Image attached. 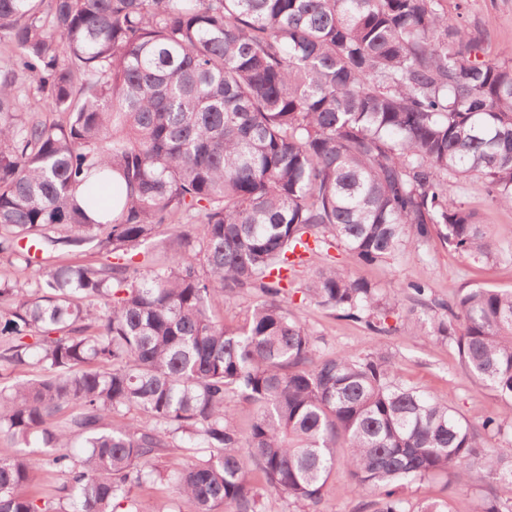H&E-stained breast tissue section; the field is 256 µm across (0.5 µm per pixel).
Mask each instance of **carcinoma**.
Masks as SVG:
<instances>
[{
  "instance_id": "obj_1",
  "label": "carcinoma",
  "mask_w": 512,
  "mask_h": 512,
  "mask_svg": "<svg viewBox=\"0 0 512 512\" xmlns=\"http://www.w3.org/2000/svg\"><path fill=\"white\" fill-rule=\"evenodd\" d=\"M0 45V259L37 269L0 275V434L21 448L0 457V512H172L137 498L156 480L197 512H261L251 464L309 506L341 460L373 512H451L404 489L450 468L465 488L474 462L512 484V444L397 383L381 350L315 359L288 310L326 246L346 263L306 299L382 333L393 297L350 267L434 233L499 252L451 198L476 178L512 208V58L484 56L481 30L442 0H0ZM163 227L165 260L137 261ZM253 291L243 324L216 320ZM440 309L412 335L512 408V289ZM178 433L209 455L162 473ZM32 446L65 476L53 496L27 492Z\"/></svg>"
}]
</instances>
